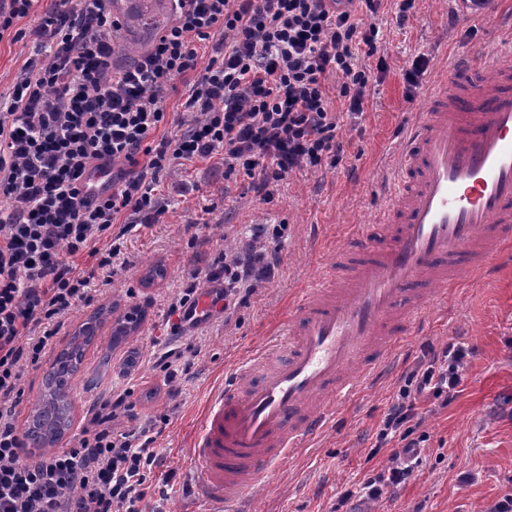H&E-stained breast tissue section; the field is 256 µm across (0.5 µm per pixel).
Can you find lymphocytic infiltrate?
Returning <instances> with one entry per match:
<instances>
[{
	"mask_svg": "<svg viewBox=\"0 0 512 512\" xmlns=\"http://www.w3.org/2000/svg\"><path fill=\"white\" fill-rule=\"evenodd\" d=\"M381 2L173 0L175 23L125 68L109 0L43 5L34 54L0 98V512H146L161 490L157 434L128 392L92 411L75 446L35 456L17 422L25 378L65 316L90 304V283L111 280L120 237L168 213L163 171L217 157L268 202L291 173L342 161L343 115L363 113L368 86L387 70L376 25L363 23ZM206 42L213 55L203 67ZM193 71L186 113L168 115V87ZM337 98L346 112L334 109ZM106 168L111 191L88 199L91 175ZM281 236L257 228L233 255L190 270L168 307L171 335L247 306L275 278ZM83 254L91 268L77 266ZM469 355L459 342L422 348L382 421L378 443L395 449L364 482L369 497L411 477L404 457L418 445L410 424L419 403L453 400Z\"/></svg>",
	"mask_w": 512,
	"mask_h": 512,
	"instance_id": "f902f5d3",
	"label": "lymphocytic infiltrate"
}]
</instances>
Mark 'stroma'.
Segmentation results:
<instances>
[{"label":"stroma","instance_id":"1","mask_svg":"<svg viewBox=\"0 0 512 512\" xmlns=\"http://www.w3.org/2000/svg\"><path fill=\"white\" fill-rule=\"evenodd\" d=\"M451 0H417L406 28L394 24L395 0H383L377 21L386 43L388 70L373 84L359 119H345L342 162L318 173L293 172L272 201L258 200L245 174L225 179L216 162L176 166L163 174L161 189L171 202L162 223L139 226L126 237L120 265L108 284H97L90 304L75 307L39 367L27 376L20 421H27L43 378L72 332L101 308L111 315L84 356L70 392L73 421L59 445H74L87 414L112 387L128 390L144 416L160 421L155 442L163 471L174 477L163 501H149L153 512H225L191 486L192 442L205 400L233 369L285 320L299 289L315 282L322 266L345 243L355 226L373 223L385 201L396 157L407 127L427 108L423 94H409L402 68L425 55L423 84L439 79L447 61L474 48L490 50L512 20V0L500 18L477 23L476 35L457 22ZM33 17L16 21L14 35L0 39V94H9L33 50ZM204 224L210 241L191 245L186 227ZM248 233L256 224L285 225L281 267L272 284L258 289L248 307L230 323L213 320L181 336L169 335L166 313L188 269L205 266L218 252L233 254L237 244L226 225ZM140 309L137 328L108 349L117 320ZM461 342L471 354L462 369L457 397L444 404L425 397L420 404L424 449L412 477L393 496L357 501L358 512H486L512 494V249L491 272L465 277L430 303L421 320L398 344L381 376L340 406L332 424L317 438L285 457L273 473L249 492L251 512H330L337 494L360 485L386 465L390 448L376 435L394 393L412 369L423 345ZM183 352L188 375L178 392L159 393L163 374L156 364L166 351ZM138 364L127 368L131 353ZM110 365L101 368L103 354Z\"/></svg>","mask_w":512,"mask_h":512}]
</instances>
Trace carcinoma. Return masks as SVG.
I'll return each mask as SVG.
<instances>
[{
  "instance_id": "cac0c4a2",
  "label": "carcinoma",
  "mask_w": 512,
  "mask_h": 512,
  "mask_svg": "<svg viewBox=\"0 0 512 512\" xmlns=\"http://www.w3.org/2000/svg\"><path fill=\"white\" fill-rule=\"evenodd\" d=\"M157 2L133 0L121 14L128 34L123 50L129 61L140 56L147 49L150 38L159 35L171 24V18L155 8ZM98 326L99 322L95 320L81 324L45 374L42 390L33 402L25 424L29 434L37 438L40 449L53 447L72 425V375L75 366L83 363L86 350L97 338Z\"/></svg>"
}]
</instances>
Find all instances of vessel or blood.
<instances>
[{"instance_id":"1","label":"vessel or blood","mask_w":512,"mask_h":512,"mask_svg":"<svg viewBox=\"0 0 512 512\" xmlns=\"http://www.w3.org/2000/svg\"><path fill=\"white\" fill-rule=\"evenodd\" d=\"M427 100L375 224L357 228L322 286L298 292L294 322L208 395L192 448L200 495L237 504L373 380L438 288L512 243V36L454 59Z\"/></svg>"}]
</instances>
